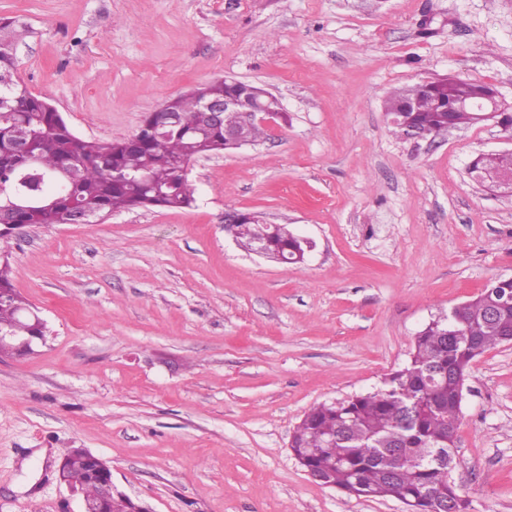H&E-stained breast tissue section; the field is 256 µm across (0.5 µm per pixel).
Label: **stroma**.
<instances>
[{
	"label": "stroma",
	"mask_w": 512,
	"mask_h": 512,
	"mask_svg": "<svg viewBox=\"0 0 512 512\" xmlns=\"http://www.w3.org/2000/svg\"><path fill=\"white\" fill-rule=\"evenodd\" d=\"M34 30L17 76L80 137H132L231 77L281 102L259 145L194 161L187 208L31 224L0 241L44 319L0 354V512H79L54 463L86 448L151 512H408L311 479L304 413L380 388L435 315L512 277V192L470 174L498 119L413 142L385 111L438 78L512 104V0H0ZM231 210L313 242L241 248ZM451 472L469 512H512V346L472 363Z\"/></svg>",
	"instance_id": "35a3bbf8"
}]
</instances>
